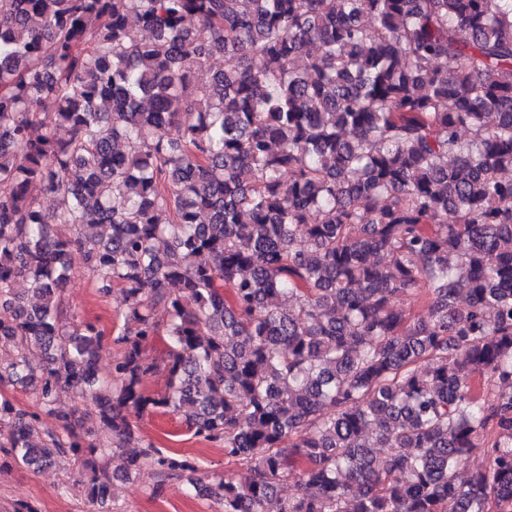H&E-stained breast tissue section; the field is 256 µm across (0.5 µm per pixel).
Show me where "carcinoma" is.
Wrapping results in <instances>:
<instances>
[{"mask_svg":"<svg viewBox=\"0 0 512 512\" xmlns=\"http://www.w3.org/2000/svg\"><path fill=\"white\" fill-rule=\"evenodd\" d=\"M76 250L123 296L104 400L103 332L62 320ZM0 350L39 390L0 395V452L73 459L93 512L110 452L215 512L292 476L278 512H512V0H0ZM130 408L241 473L196 476ZM0 393L17 405L30 409L31 411H39L37 409L39 397L35 387H21L20 385H17L14 388L8 383H0ZM129 420L137 427L140 437L157 447L168 448L195 458L202 473H217L237 477L240 473L233 462L224 457V449L194 437L178 415H137L130 411Z\"/></svg>","mask_w":512,"mask_h":512,"instance_id":"cac0c4a2","label":"carcinoma"}]
</instances>
